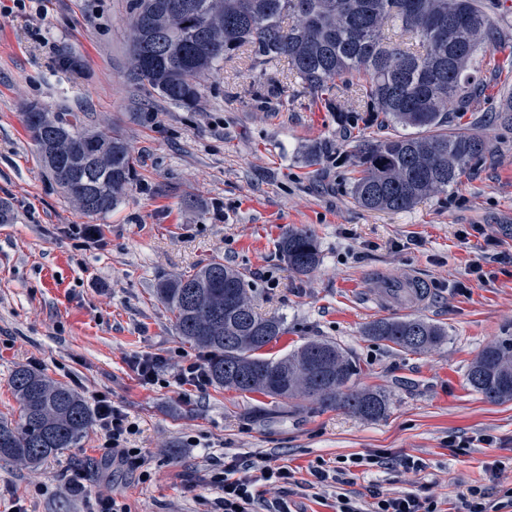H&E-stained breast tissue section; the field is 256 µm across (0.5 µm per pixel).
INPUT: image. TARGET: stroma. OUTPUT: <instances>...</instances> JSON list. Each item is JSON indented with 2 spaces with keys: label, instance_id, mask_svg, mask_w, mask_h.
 <instances>
[{
  "label": "stroma",
  "instance_id": "1",
  "mask_svg": "<svg viewBox=\"0 0 512 512\" xmlns=\"http://www.w3.org/2000/svg\"><path fill=\"white\" fill-rule=\"evenodd\" d=\"M130 4L35 0L31 16L0 17V200L14 215L0 224V418L20 415L9 379L22 366L88 401L106 394L137 423L129 445L146 449L148 477L104 463L93 425L38 469L0 461V512L14 495L29 512H84L61 479L74 464L87 465L89 494L112 490L130 512H212L210 480L227 455L294 470V485L260 488L264 501L287 498L291 512H336L340 492L371 512L379 490L430 495L452 512L470 486L511 489L512 401L488 403L466 372L484 348L512 339V127L483 107L465 113L461 125L489 141L491 162L412 209L370 211L350 195L349 151L379 135L376 123L339 127L286 66L255 70L244 51L203 79L199 109L148 95L125 78ZM64 53L74 69H60ZM260 83L275 95L255 97ZM33 101L88 113L90 126L126 138L137 175L115 210L83 215L45 174L21 121ZM90 223L97 235L68 232ZM303 227L323 254L307 276L277 251L285 231ZM478 257L482 281L467 274ZM215 258L246 272L259 312L283 319L270 355L310 339L340 344L360 368L356 388L386 393V417L179 384L182 362L200 351L179 338L155 290ZM408 277L426 286L422 307L378 301ZM411 315L442 325L447 341L402 353L362 333L375 319ZM145 352L164 359L160 384L142 385L130 367ZM376 453L423 467L362 465ZM339 467L351 484L311 487L312 470Z\"/></svg>",
  "mask_w": 512,
  "mask_h": 512
}]
</instances>
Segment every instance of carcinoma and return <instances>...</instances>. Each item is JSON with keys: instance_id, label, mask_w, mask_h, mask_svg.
<instances>
[{"instance_id": "cac0c4a2", "label": "carcinoma", "mask_w": 512, "mask_h": 512, "mask_svg": "<svg viewBox=\"0 0 512 512\" xmlns=\"http://www.w3.org/2000/svg\"><path fill=\"white\" fill-rule=\"evenodd\" d=\"M390 30L415 40L405 47ZM129 80L186 109L202 101L200 78L245 48L253 65L283 61L343 126L354 110L344 92L363 98L370 120L415 134L385 133L358 141L350 156V193L371 211L408 210L448 191L491 154L485 139L454 127L456 115L486 99L491 63L476 65L484 46L509 51L482 0H132ZM494 121L512 126V90L500 95ZM22 122L44 169L87 216H103L126 196L136 158L118 133L96 132L83 112H51L29 103ZM282 259L305 276L321 264L318 239L290 229L277 243ZM231 293L233 306L226 304ZM159 300L185 342L207 353L213 384L278 400H308L369 421L388 412L386 394L354 388L358 367L339 344L311 339L280 357L263 348L284 333L278 317L259 314L246 273L214 259L159 283ZM363 335L404 353L443 344L448 332L420 317H384ZM470 387L490 403L512 400V339L486 347L468 366ZM20 402L16 421L0 419V458L36 467L80 442L93 411L74 390L44 373L16 369L9 381Z\"/></svg>"}]
</instances>
